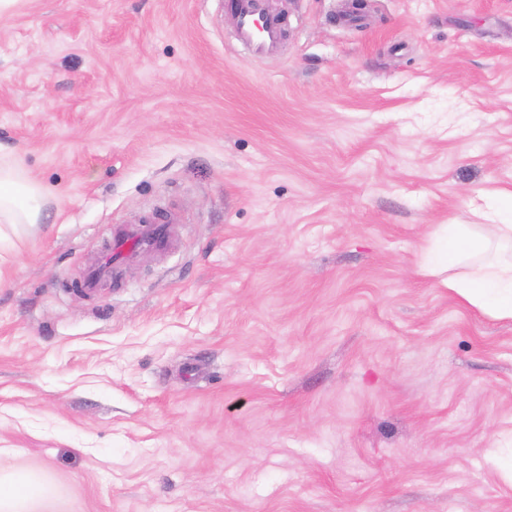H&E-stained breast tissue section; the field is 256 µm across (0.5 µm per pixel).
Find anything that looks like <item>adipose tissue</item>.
Instances as JSON below:
<instances>
[{
    "label": "adipose tissue",
    "instance_id": "adipose-tissue-1",
    "mask_svg": "<svg viewBox=\"0 0 512 512\" xmlns=\"http://www.w3.org/2000/svg\"><path fill=\"white\" fill-rule=\"evenodd\" d=\"M42 190L20 164L0 157V224H36ZM464 305L498 320L512 321V222L491 235L474 224H442L422 265ZM0 512H59L49 477L23 468L0 469Z\"/></svg>",
    "mask_w": 512,
    "mask_h": 512
}]
</instances>
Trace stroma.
I'll return each mask as SVG.
<instances>
[{
  "label": "stroma",
  "instance_id": "35a3bbf8",
  "mask_svg": "<svg viewBox=\"0 0 512 512\" xmlns=\"http://www.w3.org/2000/svg\"><path fill=\"white\" fill-rule=\"evenodd\" d=\"M22 0L0 152V465L61 512H512V322L419 271L512 191V0ZM152 215L172 246L81 282ZM223 8L236 19L238 37L244 44L256 52L277 46L281 25L275 16L262 14L257 0H224ZM42 190L17 161L0 156V224H38Z\"/></svg>",
  "mask_w": 512,
  "mask_h": 512
}]
</instances>
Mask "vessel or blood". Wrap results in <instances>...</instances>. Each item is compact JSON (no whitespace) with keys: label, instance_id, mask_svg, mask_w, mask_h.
Wrapping results in <instances>:
<instances>
[{"label":"vessel or blood","instance_id":"obj_1","mask_svg":"<svg viewBox=\"0 0 512 512\" xmlns=\"http://www.w3.org/2000/svg\"><path fill=\"white\" fill-rule=\"evenodd\" d=\"M223 8L236 19L238 37L244 44L257 52H268L277 46L281 25L275 16L262 14L257 0H224ZM169 239V225L149 217L141 225L123 229L113 238L101 261L86 270L84 292L97 294L102 282L111 274L113 263L121 261L131 251L161 250L168 246Z\"/></svg>","mask_w":512,"mask_h":512}]
</instances>
